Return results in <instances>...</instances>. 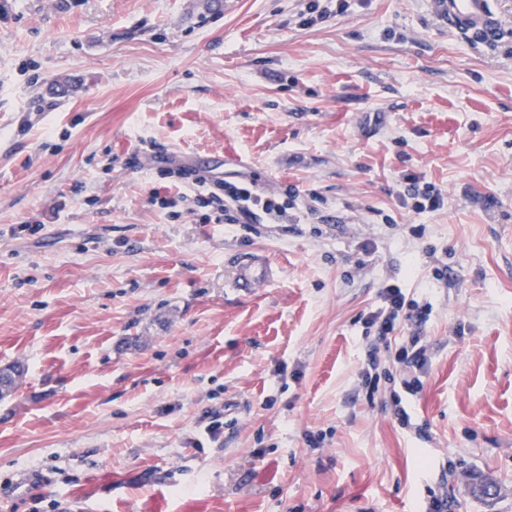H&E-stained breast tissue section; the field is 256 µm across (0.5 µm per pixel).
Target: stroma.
<instances>
[{
	"mask_svg": "<svg viewBox=\"0 0 512 512\" xmlns=\"http://www.w3.org/2000/svg\"><path fill=\"white\" fill-rule=\"evenodd\" d=\"M491 2L484 41L428 0L311 26L303 0H0V368H26L0 512H512V0ZM161 155L297 186L300 221L172 218ZM408 174L443 207L404 205ZM244 253L275 270L251 295ZM389 281L431 307L391 338L430 351L402 397L422 437L360 384Z\"/></svg>",
	"mask_w": 512,
	"mask_h": 512,
	"instance_id": "stroma-1",
	"label": "stroma"
}]
</instances>
